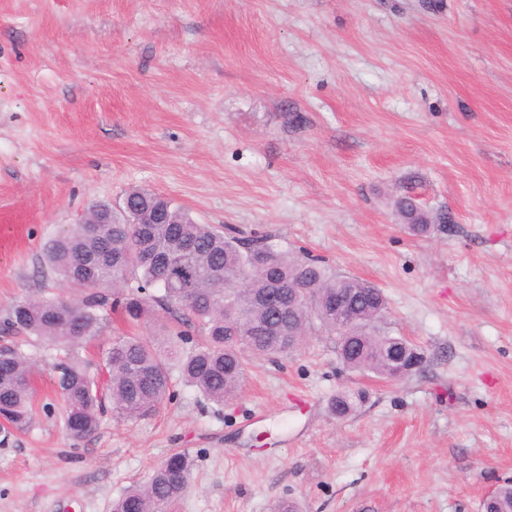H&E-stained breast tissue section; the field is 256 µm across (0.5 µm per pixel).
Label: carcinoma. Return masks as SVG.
Listing matches in <instances>:
<instances>
[{
    "mask_svg": "<svg viewBox=\"0 0 512 512\" xmlns=\"http://www.w3.org/2000/svg\"><path fill=\"white\" fill-rule=\"evenodd\" d=\"M147 208L169 213L168 224H137ZM112 210L110 224H71L48 241L45 264L79 295L27 296L16 299L0 321L13 334L35 336L66 351L82 345L120 314L128 324L153 316V335L115 337L102 354L104 378L79 362H55L56 381L66 418L65 429L82 440L98 429L105 403L122 419L146 417L173 395L179 381L222 403L240 389L246 356H276L291 351L286 336L306 335L317 326L336 338L339 360L348 369L391 376L386 352L395 337L377 323L387 309L374 284L338 276L325 262L294 255L267 235L238 237L212 224H200L169 199L130 189L118 209L96 201L89 211ZM395 209L414 234L435 225L410 195ZM281 282L282 306L272 313L261 297ZM309 298H297L302 288ZM359 291L347 319L327 309L336 294ZM32 363L15 344H0V419L25 430L34 413ZM361 395L342 392L332 402L336 414L349 415ZM193 460L185 452L166 457L143 484L129 488L113 512H162L185 492Z\"/></svg>",
    "mask_w": 512,
    "mask_h": 512,
    "instance_id": "carcinoma-1",
    "label": "carcinoma"
}]
</instances>
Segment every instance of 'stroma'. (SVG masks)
I'll return each mask as SVG.
<instances>
[{"mask_svg":"<svg viewBox=\"0 0 512 512\" xmlns=\"http://www.w3.org/2000/svg\"><path fill=\"white\" fill-rule=\"evenodd\" d=\"M134 186L373 283L424 361L387 382L315 327L233 400L179 384L76 442L63 350L19 337L40 369L0 512H112L175 451L166 512H481L512 481V0H0V318L65 293L46 241ZM405 194L447 230L410 235Z\"/></svg>","mask_w":512,"mask_h":512,"instance_id":"stroma-1","label":"stroma"}]
</instances>
